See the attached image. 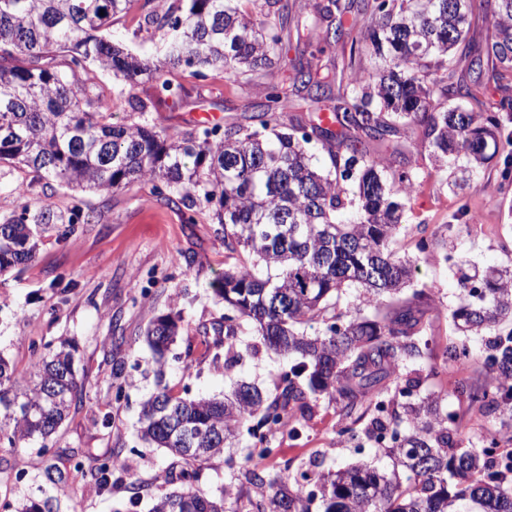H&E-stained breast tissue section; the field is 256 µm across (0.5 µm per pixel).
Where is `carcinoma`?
Segmentation results:
<instances>
[{"instance_id": "carcinoma-1", "label": "carcinoma", "mask_w": 512, "mask_h": 512, "mask_svg": "<svg viewBox=\"0 0 512 512\" xmlns=\"http://www.w3.org/2000/svg\"><path fill=\"white\" fill-rule=\"evenodd\" d=\"M134 0H0V164H19L72 189L110 194L142 179L186 210L187 222L209 211L224 230V249L235 263L213 288L224 300V354L240 337H260L270 351L296 360L278 374L272 397L241 382L229 396L188 399L163 384L164 358L176 342L183 315L172 311L150 322L145 342L159 363L156 390L141 403L140 438L178 458L164 481L179 488L157 497L151 512H512V465L503 466L487 446L462 447L460 425L442 398L422 394L420 382L395 380L407 363L428 350L426 311L430 288L401 290L413 282V264L393 248L406 215V200L419 184L411 166L392 168L369 144L422 128V146L451 186L463 188L477 169L499 158L500 187L512 186V98L494 109L470 108L489 83L512 86V0H373L371 21L350 47L346 89L327 95L330 74L311 64L293 66L290 97L279 61L293 41L344 44L355 28L339 0L315 4L317 18L288 26V4L252 0H187L180 14L152 9L144 23L166 29L163 65L219 68L267 79L264 102L249 126H205L172 137L143 123L112 121L81 79L95 64L134 88L155 82L161 66L140 59L104 37L112 18ZM337 9L336 24L319 26ZM488 20L480 43L468 38L472 18ZM374 60L361 65L363 57ZM470 59L468 77L448 82ZM295 111L290 123L280 114ZM318 140L324 166L311 150ZM73 223L50 206L0 221V272L22 270L41 242L40 226ZM467 296L452 312L463 333L484 334L483 349L469 353L466 372H486L481 385L457 387L468 409L507 412L512 422V332H499L512 316V268L492 267L463 277ZM358 290L355 311L341 307L346 289ZM314 323L322 330L309 335ZM258 344V345H260ZM253 345V348H258ZM85 391L75 348L35 357L28 379H15L0 356V446L38 445L34 479L38 494L15 512H57L55 492L71 470L85 471L100 490L121 468L122 448L73 457V469L47 440ZM326 396L339 405L340 438L358 434L384 448L403 467L392 475L360 460L334 472L299 469L292 474L254 466L237 482L208 493L195 486L204 464L247 431L260 456L272 452L257 431L297 422Z\"/></svg>"}]
</instances>
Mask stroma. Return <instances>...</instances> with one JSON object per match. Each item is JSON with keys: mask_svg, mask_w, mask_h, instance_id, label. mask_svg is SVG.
Wrapping results in <instances>:
<instances>
[{"mask_svg": "<svg viewBox=\"0 0 512 512\" xmlns=\"http://www.w3.org/2000/svg\"><path fill=\"white\" fill-rule=\"evenodd\" d=\"M142 0L128 12L116 15L105 35L129 52L155 61L164 55L163 32L146 28ZM164 80L183 86L186 97L158 99L153 83L134 94L147 100L145 113L132 111L124 82L111 73L89 67L85 78L99 104L113 121L133 123L147 119L168 135L179 137L207 124L246 123L263 96L260 81L245 82L224 72L187 67H167ZM419 127L407 129L395 147L380 148L381 156L399 167L418 168L422 184L407 203L406 224L395 248L416 266L415 287L433 289L436 305L427 312L431 324L429 354L407 364L402 375L420 381L422 393L445 395L449 411L458 413L464 444H481L495 435L503 447L512 448V429L499 414L468 410L455 392L458 373L448 367L433 375L435 355L448 343L465 340L480 347V336L463 335L453 325L450 312L463 291L461 271L489 266H512V192L499 191L496 162L483 168L476 187L453 192L440 184L427 151L421 146ZM47 205L64 215H75L70 229L55 225L45 232L39 251L23 272H0V355L23 379L37 345L57 346L71 340L84 374L82 403L73 409L51 437V448H122L126 461L112 476L109 491L99 492L89 478L73 474L59 492L60 512H150L154 499L167 492L162 475L171 462L167 451L140 441L137 428L140 406L154 388V355L142 333L148 323L173 310H182L184 328L167 354L166 382L174 394L213 397L245 380L273 390L283 360L267 350L252 351V337H242L234 348L238 360L225 365L213 343L224 318V303L212 284L229 257L224 233L202 213L196 223H186L168 206L149 180L135 182L109 195L71 190L57 182L37 179L29 170L0 166V218L19 213L22 206ZM445 235L455 240L452 261L438 253H421L422 235ZM123 366L127 376L123 394L110 389L112 367ZM339 416L335 402L319 398L300 437L276 433L277 454L269 464L291 471L318 462L339 469L357 461L355 441L336 435ZM249 450L244 443L225 449L201 473L199 486L207 492L223 488L239 471ZM33 449L0 450V503L17 502L29 491L30 481H16L30 470Z\"/></svg>", "mask_w": 512, "mask_h": 512, "instance_id": "1", "label": "stroma"}]
</instances>
